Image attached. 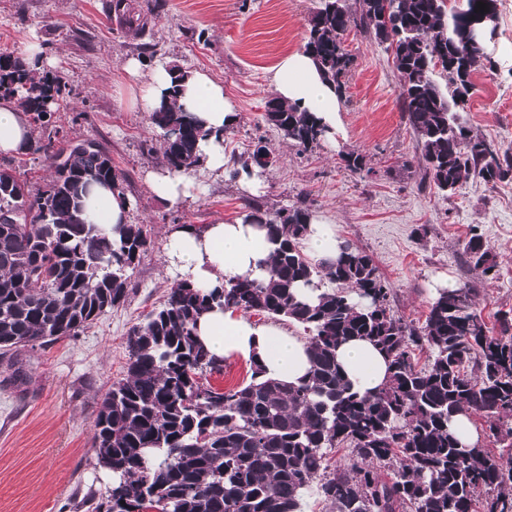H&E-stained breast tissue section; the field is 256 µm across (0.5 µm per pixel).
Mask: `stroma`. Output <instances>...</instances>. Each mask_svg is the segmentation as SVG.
Segmentation results:
<instances>
[{
    "label": "stroma",
    "mask_w": 512,
    "mask_h": 512,
    "mask_svg": "<svg viewBox=\"0 0 512 512\" xmlns=\"http://www.w3.org/2000/svg\"><path fill=\"white\" fill-rule=\"evenodd\" d=\"M123 9H116V2ZM0 0V51L23 56L37 43L42 70L59 73L70 95L51 117L68 138L94 140L109 151L132 206L128 220L153 240L133 270L124 304L78 336L25 346L0 357V512H73L74 498L103 495L109 473L96 463L92 421L102 396L127 367L126 337L162 302L177 274L165 253L167 233L243 216L248 203L267 212L308 195L313 216L333 224L337 238L371 255L390 289V307L407 321H424L436 281L475 288L487 323L512 309V180L469 181L452 194L420 181L416 136L402 117L399 82L388 53L359 29L344 46L353 58L340 102L343 136L298 153L268 125L275 97L274 68L303 49L319 0ZM497 35L488 64L460 116L473 133L512 151V0H498ZM140 19L144 33L128 27ZM168 61L202 71L224 86L239 116L224 136L225 155H243L264 141L277 161L263 187L245 196L231 172L193 171L199 190L180 206L157 200L145 182L161 167L159 131L133 99L138 84L123 66ZM364 165L350 172L344 158ZM478 230L497 255L498 271L484 277L469 267L461 243Z\"/></svg>",
    "instance_id": "1"
}]
</instances>
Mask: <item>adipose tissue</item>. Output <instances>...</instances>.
Segmentation results:
<instances>
[{
    "mask_svg": "<svg viewBox=\"0 0 512 512\" xmlns=\"http://www.w3.org/2000/svg\"><path fill=\"white\" fill-rule=\"evenodd\" d=\"M124 69L140 82L142 109L153 111L171 87L167 64L155 62L146 72L139 60L131 59ZM272 83L282 99L312 112L329 133L342 132L338 97L307 54L295 51L285 56L275 67ZM179 104L210 132L199 144L205 166L212 171H223L227 159L221 132L238 120L233 104L224 95L223 85L205 73L192 72L181 84ZM29 138V126L22 111L14 102L1 99L0 153L23 151ZM146 182L158 199L172 207L191 197L195 190L194 182L187 175L167 170L147 172ZM129 208V200L110 187L92 186L85 197V216L95 224L126 223ZM165 248L181 277L210 288L230 278L264 277L273 250L265 229L244 217L219 221L199 231L172 230L166 237ZM197 336L216 357L239 355L258 360L268 379L296 382L310 368L305 340L231 309L217 307L204 313L197 323ZM336 359L354 390L360 393L381 387L387 378L383 354L368 341L342 344L336 351Z\"/></svg>",
    "mask_w": 512,
    "mask_h": 512,
    "instance_id": "ef3b65f1",
    "label": "adipose tissue"
}]
</instances>
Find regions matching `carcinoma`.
I'll list each match as a JSON object with an SVG mask.
<instances>
[{
	"mask_svg": "<svg viewBox=\"0 0 512 512\" xmlns=\"http://www.w3.org/2000/svg\"><path fill=\"white\" fill-rule=\"evenodd\" d=\"M487 11L478 9V2ZM320 0L304 50L339 95L355 27L391 52L403 118L418 138L423 178L441 192L470 179L512 178V152L471 134L458 112L471 75L486 58L498 21L497 0ZM172 86L149 114L162 157L175 173L200 166L199 142L211 135L178 104L187 71L170 66ZM446 75V89L433 79ZM70 91L57 73L37 72L0 52V97L17 101L30 127L29 154L53 169L36 190L12 162L0 165V350L74 337L125 302L127 272L152 239L142 224L109 229L82 218L93 183L123 190L112 156L92 140L48 129ZM264 120L301 151L326 130L311 112L274 97ZM246 217L274 244L267 276L204 288L174 281L161 306L127 337L126 374L102 398L93 422L97 465L112 476L103 499L84 496L75 512H301L316 488L330 512H512V310L490 328L472 289H437L422 324L395 316L389 288L372 258L349 244L336 262L304 252L307 199L270 215ZM464 252L487 275L497 255L472 232ZM304 286L316 300L299 295ZM285 318L303 327L311 369L297 384L261 377L225 392L202 379L223 370L198 340L200 316L214 305ZM364 339L388 360L389 381L362 395L336 362V348ZM428 353L417 368L415 351ZM486 418L485 434L508 455L494 459L482 441L461 444L449 429L460 413ZM350 454L332 466L328 450Z\"/></svg>",
	"mask_w": 512,
	"mask_h": 512,
	"instance_id": "cac0c4a2",
	"label": "carcinoma"
}]
</instances>
